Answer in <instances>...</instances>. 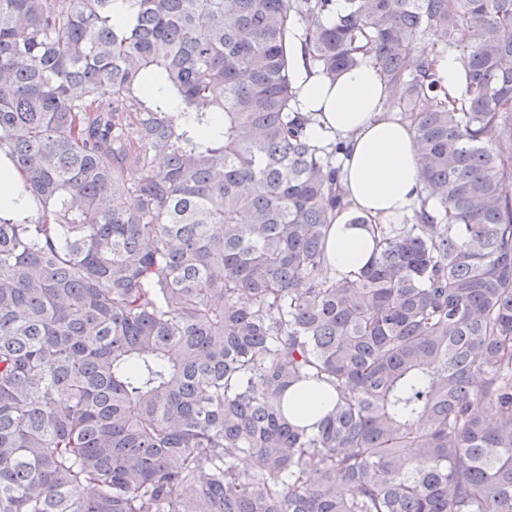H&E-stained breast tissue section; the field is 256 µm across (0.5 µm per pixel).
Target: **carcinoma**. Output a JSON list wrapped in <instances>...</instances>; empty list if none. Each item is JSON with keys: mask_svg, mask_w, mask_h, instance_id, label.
<instances>
[{"mask_svg": "<svg viewBox=\"0 0 512 512\" xmlns=\"http://www.w3.org/2000/svg\"><path fill=\"white\" fill-rule=\"evenodd\" d=\"M112 2L0 0V512H512V0ZM294 22L415 126L426 196L354 279ZM435 74L438 84L448 93V99L455 98L460 89L459 65L455 56L441 54L436 61ZM23 179L5 151L0 152V216L22 221L33 215L34 205L20 197Z\"/></svg>", "mask_w": 512, "mask_h": 512, "instance_id": "1", "label": "carcinoma"}]
</instances>
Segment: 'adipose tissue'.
<instances>
[{
    "instance_id": "1",
    "label": "adipose tissue",
    "mask_w": 512,
    "mask_h": 512,
    "mask_svg": "<svg viewBox=\"0 0 512 512\" xmlns=\"http://www.w3.org/2000/svg\"><path fill=\"white\" fill-rule=\"evenodd\" d=\"M289 60L295 90L294 106L311 114L310 134L316 143L340 136L347 147L340 183L349 203L330 226L328 270L354 276L367 264L373 242L370 224L391 223L411 212L424 195L414 152L415 130L397 112L385 111L386 82L373 64L365 62L336 78L306 68L298 38L289 40ZM23 179L6 152H0V216L16 221L33 214L34 207L19 190ZM366 216L369 226L353 224Z\"/></svg>"
}]
</instances>
